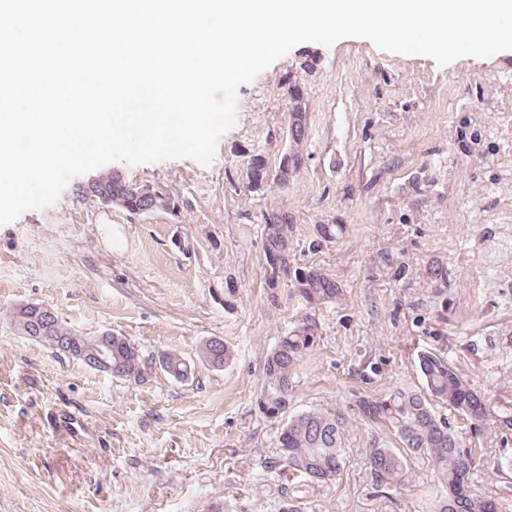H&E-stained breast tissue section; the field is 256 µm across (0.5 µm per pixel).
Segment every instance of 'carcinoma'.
<instances>
[{
	"instance_id": "obj_1",
	"label": "carcinoma",
	"mask_w": 512,
	"mask_h": 512,
	"mask_svg": "<svg viewBox=\"0 0 512 512\" xmlns=\"http://www.w3.org/2000/svg\"><path fill=\"white\" fill-rule=\"evenodd\" d=\"M307 115L301 110L292 113L287 136L300 141L306 132ZM256 155L246 161L247 183L261 188L268 183L256 171ZM299 152H284L279 162L278 180L283 186L301 167ZM79 195L93 203L115 206L134 214L171 210L174 199L158 190L147 193L143 186L112 170L94 176L78 188ZM262 249L264 254V284L267 299L276 303L284 291L300 297L307 305L317 307L332 303L342 295L335 280L319 269L298 263L294 242V221L286 209H272L261 215ZM340 226L319 224L310 246L318 247L336 238ZM493 268H498L497 255L512 252V236L493 227L486 230ZM378 264L391 271L394 279L405 278L406 267L393 254L378 255ZM430 277L439 288L440 306H448V263L437 261L430 267ZM16 331L50 349L58 356L78 358L85 349V336L63 322L59 315L51 317L26 303L16 306L11 314ZM315 319L302 321L280 337L267 355L263 368V386L256 400L258 411L267 419L281 421L288 410L293 389L292 369L305 352L319 339ZM112 351L110 376L128 381H140L148 370L139 349L125 336L107 333ZM198 357L207 366L219 370L232 357V351L220 339L203 341ZM418 367L423 379L418 390L396 389L382 398L360 400L351 412L316 409L303 411L288 418L282 425L277 445V463L284 469L299 473L313 481L325 483L340 474L342 448L346 427L351 416L387 427L395 437L397 447L386 444L369 449L372 484L384 491L403 480L407 458L425 455L432 463L448 493L438 500L434 512H485L486 496L469 493L459 496L463 477L476 467L472 450L463 447L448 420L440 417L435 407L442 404L463 416L477 434L487 428L490 413L477 391L458 373L448 356L433 349L417 352ZM159 367L174 379L190 375V363L177 352L163 353Z\"/></svg>"
}]
</instances>
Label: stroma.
<instances>
[{"label":"stroma","mask_w":512,"mask_h":512,"mask_svg":"<svg viewBox=\"0 0 512 512\" xmlns=\"http://www.w3.org/2000/svg\"><path fill=\"white\" fill-rule=\"evenodd\" d=\"M306 57L314 64L303 72ZM510 74L512 51L441 66L364 38L303 43L239 86L236 122L211 165L115 163L174 196L175 210L83 201V174L53 204L0 225V512H280L286 500L300 512H430L442 487L425 458L375 493L367 453L392 444L387 429L352 420L340 476L317 484L274 464L280 426L256 398L267 353L312 318L320 339L293 369L290 412L420 388L423 348L447 353L494 413L512 412V294L484 279L480 229L461 217L481 167L448 174L449 115L478 107L475 84L498 89ZM297 108L307 126L296 144L286 130ZM293 147L303 162L287 186L247 185L248 155L274 173ZM272 208L292 215L301 263L340 284L336 302L268 301L260 215ZM319 224L341 230L313 249ZM385 251L404 262L405 280L377 265ZM436 260L451 269L444 314L429 276ZM25 303L54 308L86 336L129 337L149 358L179 352L192 374L157 369L130 383L59 357L17 333L9 314ZM209 338L234 353L223 369L196 356ZM439 413L480 459L467 485L512 512V477L497 475L512 464V432L476 440L462 416Z\"/></svg>","instance_id":"stroma-1"}]
</instances>
